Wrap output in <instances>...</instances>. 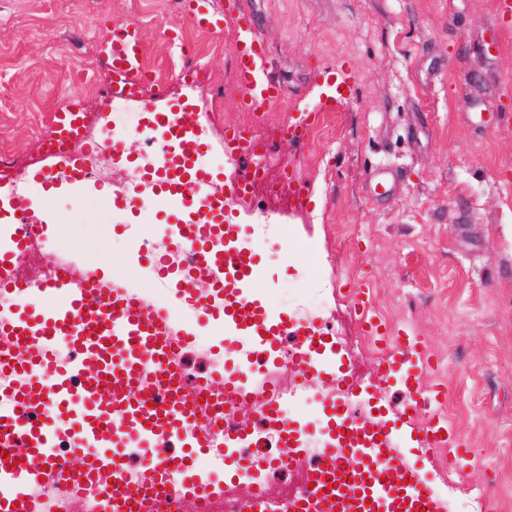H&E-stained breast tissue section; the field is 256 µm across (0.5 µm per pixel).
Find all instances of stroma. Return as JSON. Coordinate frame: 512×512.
Wrapping results in <instances>:
<instances>
[{"mask_svg":"<svg viewBox=\"0 0 512 512\" xmlns=\"http://www.w3.org/2000/svg\"><path fill=\"white\" fill-rule=\"evenodd\" d=\"M264 41L283 99L243 119L245 93L229 52L238 30L197 28L181 0H0V148L22 146L12 171L32 184L33 205L51 200L55 221L21 280L39 279L60 251L77 263L123 271L152 289L154 276L132 255L136 226L166 223L163 210H131L86 183L47 189L35 126L71 96L99 125L130 131L174 106L197 113L209 145L210 172L229 183L240 167L224 153L225 129L249 122L272 137L266 172H294L310 192L306 210L290 204L294 186L265 211L236 198L226 218L260 238L264 276L256 291L267 310L288 313L316 288L321 320L346 343L337 355L357 390V410L399 415L400 396L379 375L375 349L357 343L361 328L350 290L370 286L393 329L419 337L444 385L440 408L474 450L450 464L444 448L396 441L418 460L437 490L468 512L487 488L485 512H512V17L498 0H241ZM139 25L145 63L160 80L143 88L132 112H111L96 97L111 73L96 43L112 27ZM91 61L89 84L75 82ZM347 83L345 95L334 87ZM317 115L322 156L281 138L300 114ZM388 174L376 193L373 171Z\"/></svg>","mask_w":512,"mask_h":512,"instance_id":"1","label":"stroma"}]
</instances>
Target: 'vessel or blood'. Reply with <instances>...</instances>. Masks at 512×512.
I'll use <instances>...</instances> for the list:
<instances>
[{"mask_svg":"<svg viewBox=\"0 0 512 512\" xmlns=\"http://www.w3.org/2000/svg\"><path fill=\"white\" fill-rule=\"evenodd\" d=\"M186 6L196 24L221 27L222 17L211 11L210 0H186ZM97 52L115 87L137 92L151 83L152 75L142 65L137 25L112 28ZM231 52L236 77L246 90V110L258 112L282 99L284 90L269 74L267 49L248 17L240 19ZM165 119L178 141L204 149L196 113L170 111ZM84 125V112L71 101L55 112L46 133L49 157H63L75 184L85 180L83 160L59 155L58 149L78 137ZM224 150L242 161L241 177L249 179L256 155L250 132L226 129ZM181 183L175 169H168L161 204L169 214L166 236L187 251L186 263L173 269L151 252L141 257L158 279L172 282L175 301L197 299L181 287V280L192 276L213 282L218 293L212 305L202 308V317L249 343L251 358L215 372L213 386L222 402L229 405L258 391L264 397L261 420H288V399L277 384L259 387L255 381L278 353L283 329H291L299 342L292 358L299 384L317 380L339 390L323 403L330 424L321 464L312 470L316 481L329 484L328 512H420L424 507L440 512L429 482L397 448L391 430L380 421L355 417L344 373L332 354L320 352L319 332L290 326L282 315H267L253 292L261 273L260 251L243 225L225 223L216 213L197 220L201 197L182 193ZM44 232L41 224L15 225L10 250H0V296L8 297L13 307L7 318H0V381H10L6 387L0 384V451L7 453L0 459V512H53V504L33 492L42 482L61 488L70 499L96 494L108 503V512H124V498L134 493L126 484V460L134 450L152 456L147 483L162 490L174 474L194 471L198 455L209 456L220 468L236 465L242 449L255 445L249 424L233 420L220 436L204 434L197 388L180 380V368L170 358L172 343L192 342L193 330L136 300L124 280L102 277L90 267L81 268L75 278L17 280L9 261ZM351 299L364 333L387 349L382 380L404 390L401 424L411 425L417 414L431 413L419 446L445 443L456 458L471 457L472 448L433 413L444 390L420 386L422 374L435 368L421 340L384 329L367 286L352 289ZM61 341L70 348L63 360L55 354ZM289 422L284 443L289 459L297 461L305 429ZM12 458L17 461L13 467L8 464Z\"/></svg>","mask_w":512,"mask_h":512,"instance_id":"vessel-or-blood-1","label":"vessel or blood"}]
</instances>
